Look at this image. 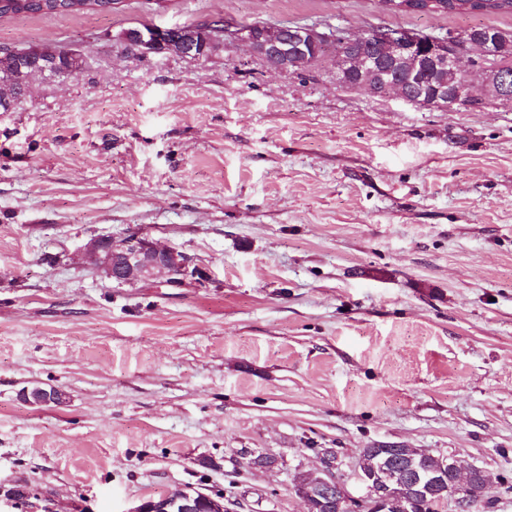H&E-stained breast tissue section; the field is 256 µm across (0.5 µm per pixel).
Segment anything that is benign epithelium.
Here are the masks:
<instances>
[{"mask_svg":"<svg viewBox=\"0 0 512 512\" xmlns=\"http://www.w3.org/2000/svg\"><path fill=\"white\" fill-rule=\"evenodd\" d=\"M294 42L302 46L312 44L324 46L327 34L312 27L293 30ZM197 34L192 32L181 38H170L165 29H154L152 37L135 38L129 41V52L134 55L149 54L196 57L193 53ZM353 43L370 41L386 56H400L410 66L419 63L416 51L430 57L444 68L458 73V80L446 89H439L428 98L407 96L398 86L383 79L375 62L363 56H333V74L336 83L345 84L351 75L359 76L360 86L375 96L396 97L415 107L446 111L472 106L489 100L505 105L512 104V92L503 71L491 67L490 42L476 40L471 33H461L449 39H432L416 29L374 25L361 34H350ZM211 43L225 46L245 44L252 54L266 60L272 70L288 71V46L279 45L280 55L273 54L272 47L278 45L275 29H268L262 37L249 35L238 28L224 29V41L210 37ZM86 253L93 265L116 284L135 285L165 278V284L180 288L187 281L202 277L199 268L191 266L188 257L172 246H161L151 238L132 233L115 240L110 236L97 237L86 245ZM370 454L375 462L371 466L359 465L355 469V480L364 490V495L354 497L346 485L336 478L335 461L329 452L323 453L322 470L319 474L303 473L293 486L298 498L309 506L310 512H406L407 501L394 490V484L406 483L417 494L442 500L447 496L448 484L472 482L479 478L487 481L484 470L457 457H439L425 450L413 448H372ZM207 499L215 512H225L224 504L196 489H183L163 499L158 504L144 501L133 512H199L200 500Z\"/></svg>","mask_w":512,"mask_h":512,"instance_id":"obj_1","label":"benign epithelium"}]
</instances>
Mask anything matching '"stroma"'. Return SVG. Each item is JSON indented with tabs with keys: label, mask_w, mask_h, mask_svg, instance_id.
<instances>
[{
	"label": "stroma",
	"mask_w": 512,
	"mask_h": 512,
	"mask_svg": "<svg viewBox=\"0 0 512 512\" xmlns=\"http://www.w3.org/2000/svg\"><path fill=\"white\" fill-rule=\"evenodd\" d=\"M216 17L446 35L480 16L377 0H123L0 20V45L77 50L0 112V512H132L193 487L305 512L295 476L415 448L485 470L512 512V111L419 109L277 73L239 44L140 58L141 23ZM147 235L205 282L119 286L95 237ZM66 392L35 405L20 392ZM274 458L254 468L252 457Z\"/></svg>",
	"instance_id": "obj_1"
}]
</instances>
